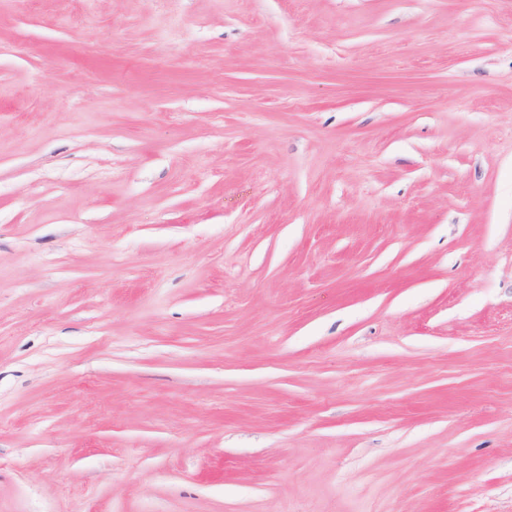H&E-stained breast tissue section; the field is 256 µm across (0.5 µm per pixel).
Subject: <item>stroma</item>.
<instances>
[{
  "label": "stroma",
  "mask_w": 512,
  "mask_h": 512,
  "mask_svg": "<svg viewBox=\"0 0 512 512\" xmlns=\"http://www.w3.org/2000/svg\"><path fill=\"white\" fill-rule=\"evenodd\" d=\"M0 512H512V0H0Z\"/></svg>",
  "instance_id": "1"
}]
</instances>
